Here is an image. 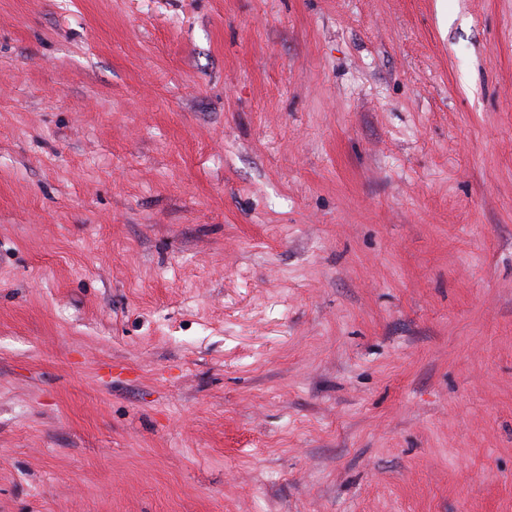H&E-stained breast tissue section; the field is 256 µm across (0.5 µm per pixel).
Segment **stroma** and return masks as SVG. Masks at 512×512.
Returning a JSON list of instances; mask_svg holds the SVG:
<instances>
[{
  "instance_id": "obj_1",
  "label": "stroma",
  "mask_w": 512,
  "mask_h": 512,
  "mask_svg": "<svg viewBox=\"0 0 512 512\" xmlns=\"http://www.w3.org/2000/svg\"><path fill=\"white\" fill-rule=\"evenodd\" d=\"M0 512H512V0H0Z\"/></svg>"
}]
</instances>
